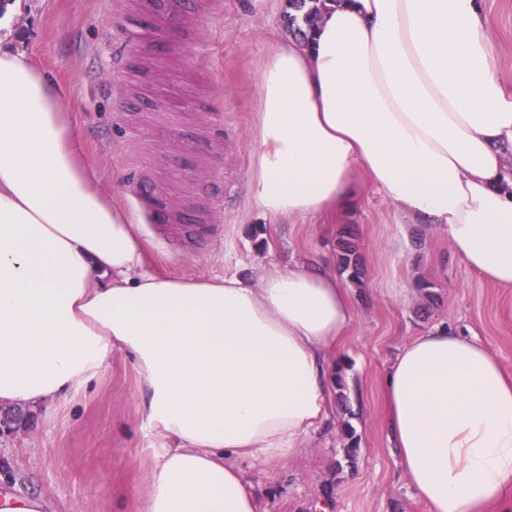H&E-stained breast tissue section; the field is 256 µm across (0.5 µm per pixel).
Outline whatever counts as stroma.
Wrapping results in <instances>:
<instances>
[{"mask_svg": "<svg viewBox=\"0 0 512 512\" xmlns=\"http://www.w3.org/2000/svg\"><path fill=\"white\" fill-rule=\"evenodd\" d=\"M191 0L186 28L151 34L158 0H18L9 42L49 72L72 104L97 175L131 211L156 266L186 280L257 276L291 259L336 263V240L352 228L362 263L352 288L353 330L338 363L359 436L344 459L343 413L296 456L266 467L240 460L260 512H428L401 471L384 428L382 380L409 338L445 323L486 346L512 374V290L480 277L448 237L400 225L383 193L363 186L355 208L334 218L272 222L246 215L253 73L286 35V0ZM492 63L512 89V0H483ZM176 199L198 234L168 243L134 208V179ZM436 300L397 302L391 289L419 280ZM130 357L116 353L103 375L69 398L31 407L32 420L0 436V493L41 497L45 512H140L151 459L163 444L140 410Z\"/></svg>", "mask_w": 512, "mask_h": 512, "instance_id": "1", "label": "stroma"}]
</instances>
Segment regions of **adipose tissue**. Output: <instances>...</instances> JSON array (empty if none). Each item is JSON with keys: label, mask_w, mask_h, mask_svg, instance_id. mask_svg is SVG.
<instances>
[{"label": "adipose tissue", "mask_w": 512, "mask_h": 512, "mask_svg": "<svg viewBox=\"0 0 512 512\" xmlns=\"http://www.w3.org/2000/svg\"><path fill=\"white\" fill-rule=\"evenodd\" d=\"M483 0H332L256 73L247 211L277 221L350 209L360 182L512 288V92ZM346 281L312 261L257 278L151 267L134 217L86 159L71 104L0 45V406L76 393L114 352L165 439L141 512H258L238 462H279L330 420ZM386 430L429 512H484L512 488V375L437 326L383 378Z\"/></svg>", "instance_id": "ef3b65f1"}]
</instances>
